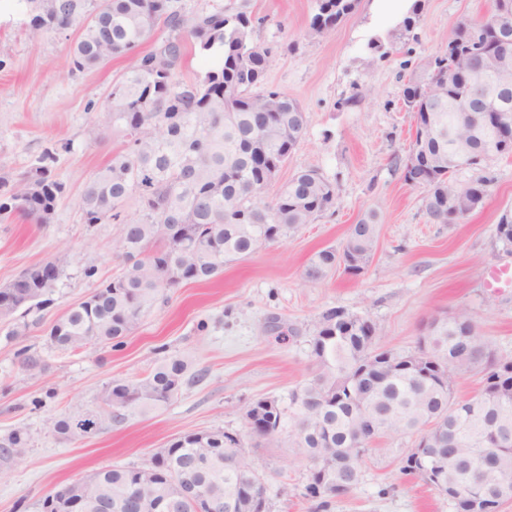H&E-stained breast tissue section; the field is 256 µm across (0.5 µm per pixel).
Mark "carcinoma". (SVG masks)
I'll return each instance as SVG.
<instances>
[{"label": "carcinoma", "instance_id": "obj_1", "mask_svg": "<svg viewBox=\"0 0 512 512\" xmlns=\"http://www.w3.org/2000/svg\"><path fill=\"white\" fill-rule=\"evenodd\" d=\"M29 13V30L40 36L57 32L86 18L72 56L73 69L82 71L114 56L133 52L157 26L168 31L162 40L168 52L167 72L153 64L154 52L135 59L112 84L101 116L93 121L92 138L103 139L116 129L123 134L124 152L112 158L82 192L79 208L86 224L107 221L119 226L127 262L123 273L70 307L51 326L52 346L79 349L94 343L120 341L138 325L143 313L165 291L187 283H208L224 265L242 260L263 245L288 237L313 223L334 204L336 188L320 172L309 169L284 182L271 197L266 189L268 168L281 171L300 144L306 113L284 92L253 93L265 75L271 50L252 39L251 12L220 5L205 14L186 15L173 0H19ZM358 0H315L308 32L322 36L354 13ZM201 53H217L215 62L189 83H176L173 70L181 63L186 43ZM448 58L434 56L420 79L402 90L404 104L415 113L417 149L430 170L403 172L405 183L424 190L422 206L436 224H455L480 209L482 198L460 213L444 206V197L461 195L448 176L472 170L475 190L489 194L495 176L486 162L485 141L498 137L495 127L471 138L470 158H456L454 130L468 132L469 115L458 108L457 82H448ZM431 126L421 133V128ZM55 153L47 150L15 183L0 177V224L26 218L50 222L65 185L56 179ZM136 198L133 217L123 214L127 199ZM496 241L512 250V213L496 224ZM378 242V224L369 214L349 227L340 248L317 252L306 276L320 280L343 267L346 273L364 270ZM64 273L57 261H47L20 274V291L0 305V321L24 317L50 303ZM378 328L364 325L362 316L342 307L319 318L310 340L313 375L296 387L290 407L300 427L293 448L307 461L304 498L326 507L333 496L320 494L317 485L344 482L357 487L362 463L376 439L391 434H431L445 427L438 451L446 455L444 487L432 484L448 498L455 512H484L512 500V490L499 475L512 476V358H494L464 310L453 321L425 336L426 348L391 356L380 367L375 353ZM447 362L436 374L429 361ZM187 365L178 355L163 359L148 375L109 384L103 400L109 411L69 416L54 431L83 437L102 425H118L136 413L163 406L178 394ZM475 369L483 377L500 376L499 388L478 391L458 400V379ZM272 409L256 418L245 412L246 435L222 430L188 432L156 452L140 467H112L95 472L93 512L102 500L112 512H126L132 486H137L140 512H155L163 495L176 497L186 483L201 486L203 497L187 503L182 512H207L206 501L224 504V512H253L249 493L258 483V467L245 449V437L277 441L283 409L267 398ZM501 438L493 449L496 468L472 462L485 438L487 425ZM28 442L23 428L0 438V459L20 460Z\"/></svg>", "mask_w": 512, "mask_h": 512}]
</instances>
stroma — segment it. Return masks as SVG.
<instances>
[{
    "mask_svg": "<svg viewBox=\"0 0 512 512\" xmlns=\"http://www.w3.org/2000/svg\"><path fill=\"white\" fill-rule=\"evenodd\" d=\"M404 28L403 0H359L328 34L307 33L315 0H248L262 22L254 42L272 54L259 91L280 90L307 115L299 148L279 174L288 180L315 169L336 186V203L314 223L245 260L225 265L206 284H184L157 301L120 347L91 343L50 347L47 333L71 306L121 275L126 263L115 224L84 223L85 185L124 146L121 134L91 142L89 129L130 59L71 68L81 23L32 37L17 0H0V176L13 180L55 148L66 186L51 223L0 224V285L49 260L64 262L53 304L22 321H0V436L26 429L23 460L0 461V512H41L50 492L112 466H141L192 431L244 433L247 404L274 397L288 407L292 390L313 370L309 340L321 314L342 307L379 328L377 342L415 352L434 316L466 310L496 356L512 357V284H489L512 270V252L495 239L500 215L512 210V156L495 160L497 181L484 206L457 224L431 223L423 191L407 185L394 157L406 156L416 128L402 100L409 79L442 51L460 19L489 15L495 0H420ZM61 141L69 150L58 149ZM376 212L379 239L363 273L336 270L309 280L314 254L339 246L351 224ZM188 362L191 383L166 406L76 439L57 434L56 420L98 410L112 381L145 375L165 355ZM39 359L25 370L24 357ZM291 415L279 446L253 438L247 451L267 478L269 512H308L302 496L308 465L294 454ZM413 437L379 440L359 485L330 512H454L447 498L401 473Z\"/></svg>",
    "mask_w": 512,
    "mask_h": 512,
    "instance_id": "obj_1",
    "label": "stroma"
}]
</instances>
